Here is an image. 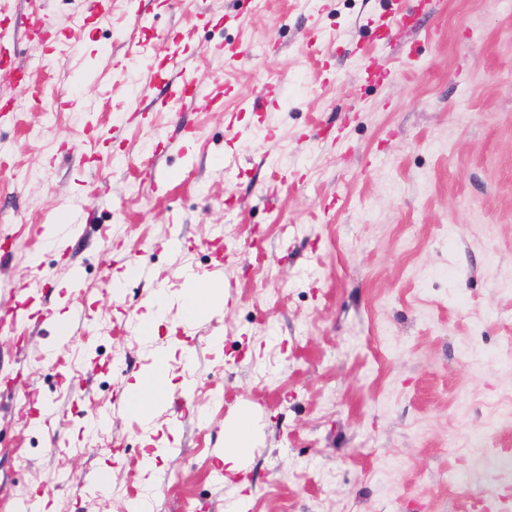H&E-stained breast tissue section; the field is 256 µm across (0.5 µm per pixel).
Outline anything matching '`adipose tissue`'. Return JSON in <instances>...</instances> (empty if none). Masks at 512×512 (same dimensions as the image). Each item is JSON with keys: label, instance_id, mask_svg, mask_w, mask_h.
I'll use <instances>...</instances> for the list:
<instances>
[{"label": "adipose tissue", "instance_id": "obj_1", "mask_svg": "<svg viewBox=\"0 0 512 512\" xmlns=\"http://www.w3.org/2000/svg\"><path fill=\"white\" fill-rule=\"evenodd\" d=\"M182 324H190L204 312L223 307L224 293L222 287L204 285L200 288L185 290L179 297ZM179 339H172L166 347L160 348L152 370L136 378L128 388V407L143 422H151L152 414L158 403L172 390L168 376V361L177 349L182 348ZM225 451L223 463L227 470L240 469L251 451L257 428L252 411L241 410L234 418L228 420L225 428Z\"/></svg>", "mask_w": 512, "mask_h": 512}]
</instances>
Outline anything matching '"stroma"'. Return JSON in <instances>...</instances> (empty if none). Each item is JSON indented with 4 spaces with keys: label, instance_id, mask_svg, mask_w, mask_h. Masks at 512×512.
I'll return each mask as SVG.
<instances>
[{
    "label": "stroma",
    "instance_id": "35a3bbf8",
    "mask_svg": "<svg viewBox=\"0 0 512 512\" xmlns=\"http://www.w3.org/2000/svg\"><path fill=\"white\" fill-rule=\"evenodd\" d=\"M403 7L413 20L384 42L376 21ZM243 39L250 58L226 65ZM179 57L199 89L223 83L220 106L180 104ZM3 105L0 512L35 496L127 512L141 484L153 512H482L512 492V419L489 418L512 401L501 0H0ZM64 216L84 230L47 247ZM131 259L155 281L114 291ZM193 277L223 282L224 308L182 326L171 306L145 341L156 289ZM26 300L36 318L12 326ZM173 336L186 402L158 406L173 452L146 469L124 392ZM53 346L57 367L40 358ZM42 402L52 424L28 419ZM245 405L256 445L225 472V415ZM104 410L111 425L85 432ZM475 434L491 458L466 451ZM105 463L108 494L62 487Z\"/></svg>",
    "mask_w": 512,
    "mask_h": 512
}]
</instances>
